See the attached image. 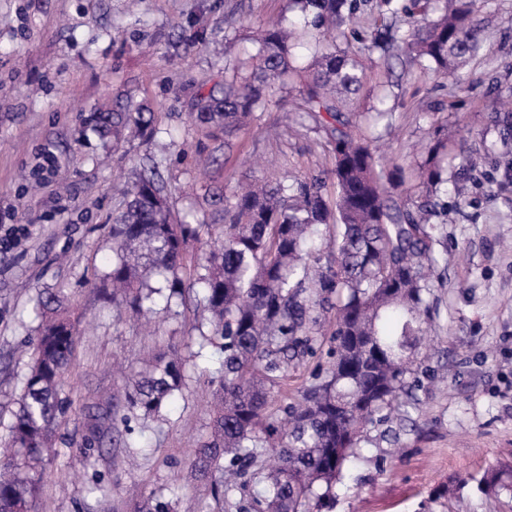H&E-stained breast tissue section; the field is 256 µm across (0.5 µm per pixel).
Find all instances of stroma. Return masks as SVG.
Returning <instances> with one entry per match:
<instances>
[{"label":"stroma","mask_w":512,"mask_h":512,"mask_svg":"<svg viewBox=\"0 0 512 512\" xmlns=\"http://www.w3.org/2000/svg\"><path fill=\"white\" fill-rule=\"evenodd\" d=\"M289 0H0V441L39 336L35 306L56 295L81 319L62 392L71 409L54 434L39 512H134L150 493L174 491L194 512H224L191 470L210 431L211 382L223 355L208 344L201 295L161 310L155 326L130 320L100 291L112 270V224L138 173L154 170L179 224H204L187 266L223 230L218 199L239 181L318 174L331 166L322 134L302 119L297 83L232 136L192 119L193 102L223 82L224 67L255 54ZM479 54L434 76L397 57H364L368 84L356 109L393 114L375 150L416 187L437 141L477 147L483 166L449 186L448 264L427 365L437 386L419 391L411 422L368 426L362 459L349 464L322 512H512V500L479 492L475 477L512 467V134L484 108L512 106V0H478ZM120 105L153 115L152 138L119 144L87 131V115ZM178 352L185 384L160 416L112 422L113 399L152 356ZM109 480L106 493L93 479Z\"/></svg>","instance_id":"35a3bbf8"}]
</instances>
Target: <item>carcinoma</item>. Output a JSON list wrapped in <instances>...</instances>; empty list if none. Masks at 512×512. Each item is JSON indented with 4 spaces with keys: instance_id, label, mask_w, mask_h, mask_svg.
Segmentation results:
<instances>
[{
    "instance_id": "obj_1",
    "label": "carcinoma",
    "mask_w": 512,
    "mask_h": 512,
    "mask_svg": "<svg viewBox=\"0 0 512 512\" xmlns=\"http://www.w3.org/2000/svg\"><path fill=\"white\" fill-rule=\"evenodd\" d=\"M325 45L306 68L300 95L332 147L329 175L336 186V219L318 176L288 177L274 186L240 184L224 196L220 245L184 281L189 241L200 224L173 221L164 187L140 177L127 191L126 209L112 225L110 300L134 313L154 312L164 275L168 297L198 287L224 352L215 391L216 409L200 442L194 469L212 479L210 492L229 502L248 493L252 512H315L333 494L344 466L358 457L365 427L402 421L419 405L425 336L439 318L435 289L447 264L445 225L437 215L443 170L430 161L418 198L385 174L368 143L355 132L358 115L347 111L368 80L362 49L336 40L353 24L357 0H294ZM429 0H378L381 20L402 12L409 28L399 35L382 24L373 47L398 51L435 74L465 65L482 48L473 0H442L426 17ZM293 71L288 31L269 30L254 56L238 62L232 78L194 104L196 119L231 134L266 107ZM140 108L94 112L86 124L115 142L127 133H150ZM328 228L327 256L311 251L320 227ZM335 310L330 329L315 336L323 313ZM40 336L10 426L0 448V512H38L45 459L56 457L52 434L68 410L62 380L72 360L77 329L54 296L40 302ZM326 353L312 382L288 404L285 418L271 411L270 389ZM180 359L157 357L140 373L126 400L129 409L155 416L181 391ZM478 488L512 499V470L485 473ZM134 512H180L179 499L150 494Z\"/></svg>"
}]
</instances>
